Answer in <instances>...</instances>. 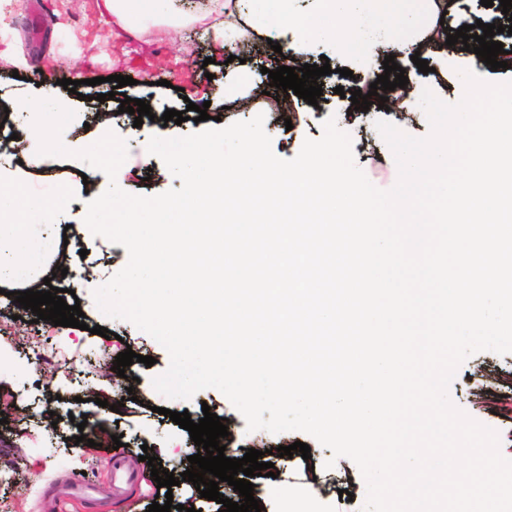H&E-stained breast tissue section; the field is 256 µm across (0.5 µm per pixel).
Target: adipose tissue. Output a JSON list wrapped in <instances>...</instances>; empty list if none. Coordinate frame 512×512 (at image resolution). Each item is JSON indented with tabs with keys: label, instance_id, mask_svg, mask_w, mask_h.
<instances>
[{
	"label": "adipose tissue",
	"instance_id": "obj_1",
	"mask_svg": "<svg viewBox=\"0 0 512 512\" xmlns=\"http://www.w3.org/2000/svg\"><path fill=\"white\" fill-rule=\"evenodd\" d=\"M171 0H98L100 14L112 17L120 36H136L148 26L181 27L196 23L192 14H181L170 6ZM242 0H210L206 17L218 41H233L255 31L279 42L292 53L305 51L314 44H329L337 51L358 60L372 55L375 44L371 31L386 29L409 31L408 45H422L425 38L440 30L442 0H319L315 15L302 17L289 7L290 0H249L250 23L238 24ZM22 211L26 222L54 223L53 206L32 197L23 208L0 194V282L21 277L24 267L39 266L42 244L29 239L14 221Z\"/></svg>",
	"mask_w": 512,
	"mask_h": 512
}]
</instances>
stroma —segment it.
I'll list each match as a JSON object with an SVG mask.
<instances>
[{"mask_svg":"<svg viewBox=\"0 0 512 512\" xmlns=\"http://www.w3.org/2000/svg\"><path fill=\"white\" fill-rule=\"evenodd\" d=\"M206 38L201 24L153 27L135 39L117 38L111 20L100 15L96 0H0V166L16 174L21 194L34 195L54 206L58 216L54 224L26 225L29 236L37 240L52 237L54 246L50 261L17 288L41 291L52 285L74 291L87 324L80 330L34 321L31 311L0 294V329L13 330L12 338L0 340V405L7 407L10 415L5 444L0 447V512H147L155 499L151 479L123 497L59 501L55 486L73 478L83 475L102 486L112 478L110 454L85 445L67 450L68 438L79 433L70 420L71 413L86 415L88 423L105 424L113 435L122 436L130 461L145 453L170 468L187 465L194 446L188 431L170 420V412L186 411L198 417L206 407L222 415L229 430L224 443L233 455L297 441L309 445L310 459L275 462L278 477L262 479L261 485L267 490L264 512H280L282 500L269 489L283 485L288 488L292 512H363L367 488L356 464L346 457L333 458L331 450L310 435L248 431L237 409L212 388L174 401L154 389L153 378L168 368L166 349L131 322L104 316L93 298V288L105 282L107 270L128 260L122 246L104 248L100 237L84 223L87 204L98 195L99 170L64 157L47 164L28 148L34 130L28 114L18 110V102L40 97L44 84L71 78L78 86L67 100L76 116L66 126V135L76 141H95L109 127L126 140L128 157L117 172L116 183L127 193L153 196L181 188V180L160 158L147 152L150 138L184 136L218 124L250 120V104L261 100L269 87L267 75L261 72L271 51L267 43L253 40V49L246 53L244 62L228 63L221 51L207 47ZM378 48V54L363 64L331 46L309 49L307 57L312 63L325 57L332 68L331 74L319 80L323 102L314 110L292 98L287 112L266 113L264 124L276 156L294 158L305 139L322 136V123L332 116L350 133L355 162L368 180L382 190L395 185L398 168L375 121L385 119L410 135L427 136L429 123L419 106L423 89L431 88L446 103H457L458 71L470 67L471 57L455 46L430 47L423 57L431 73L419 72L411 59L402 61L410 85L404 113L350 109L335 92V71L344 67L355 77L370 76L379 70L383 57L403 50L404 40L382 35ZM111 75L132 77V84L124 88L126 95L149 99L155 111L166 106L182 111L192 102L207 105L209 118L178 126L147 119L142 126H135L133 115L120 112L117 100L107 97L112 90L107 81ZM95 77L100 80L96 86L91 83ZM100 93L105 94V101H97ZM59 260L68 266L69 278L57 276L55 263ZM96 325L113 332V339L93 334ZM33 332L46 337L48 349L58 352L48 365L39 367L28 359L26 338ZM128 347L154 357L155 363L148 367L136 362L126 367V375L139 378L143 400L126 402L115 413L107 406L118 394L114 382L96 372L79 373L76 367L96 364L104 352L117 356ZM471 366L468 360L461 364L449 386V398L471 418L495 429L501 454L512 460V409L501 406L502 398L512 399V353L495 355L490 391L472 402L466 394ZM343 490L348 491V498H340Z\"/></svg>","mask_w":512,"mask_h":512,"instance_id":"1","label":"stroma"}]
</instances>
